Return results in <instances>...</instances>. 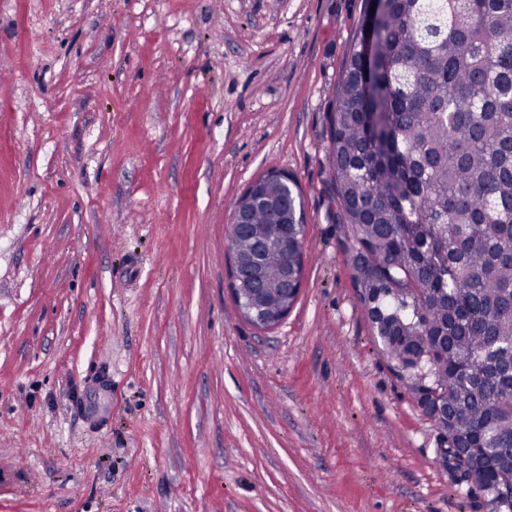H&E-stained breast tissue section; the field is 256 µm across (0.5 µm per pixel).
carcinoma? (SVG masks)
<instances>
[{
	"label": "carcinoma",
	"mask_w": 512,
	"mask_h": 512,
	"mask_svg": "<svg viewBox=\"0 0 512 512\" xmlns=\"http://www.w3.org/2000/svg\"><path fill=\"white\" fill-rule=\"evenodd\" d=\"M328 113L335 223L380 353L448 466L512 507V0H384ZM232 239L268 288L302 267L301 190L271 179Z\"/></svg>",
	"instance_id": "obj_1"
}]
</instances>
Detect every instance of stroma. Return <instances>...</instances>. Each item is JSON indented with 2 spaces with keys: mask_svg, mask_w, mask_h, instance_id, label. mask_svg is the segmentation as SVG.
Masks as SVG:
<instances>
[{
  "mask_svg": "<svg viewBox=\"0 0 512 512\" xmlns=\"http://www.w3.org/2000/svg\"><path fill=\"white\" fill-rule=\"evenodd\" d=\"M365 0H0V512H493L380 353L331 214ZM300 186L239 313L233 208ZM283 184L285 183L281 179L267 181L265 192L275 202V207L267 205L254 207L250 215L251 228L236 234L231 244L235 258L242 264L249 263L251 257L261 250L265 238L281 235L282 228L276 222L283 219L288 213V240L281 246L272 245L261 251L259 272L267 288H252L253 300L251 301L241 302V294L243 300H246V294L242 292V288H248L246 286L239 288L240 279L245 277V275L241 277L240 270L244 273L245 271L235 263L234 258L230 255L232 292L238 309L245 319L261 328H271L277 325L288 314L300 290V288H281L280 286V276L286 262L288 261V266L296 264L300 272L303 262L302 254H297L295 248L297 241L302 239L304 227L301 190L295 181L288 178V200L282 199L280 194ZM269 288H281V308L275 318L271 319L261 314L256 306L257 301L266 297ZM290 292L295 293L296 297L292 303L288 304Z\"/></svg>",
  "mask_w": 512,
  "mask_h": 512,
  "instance_id": "stroma-1",
  "label": "stroma"
}]
</instances>
